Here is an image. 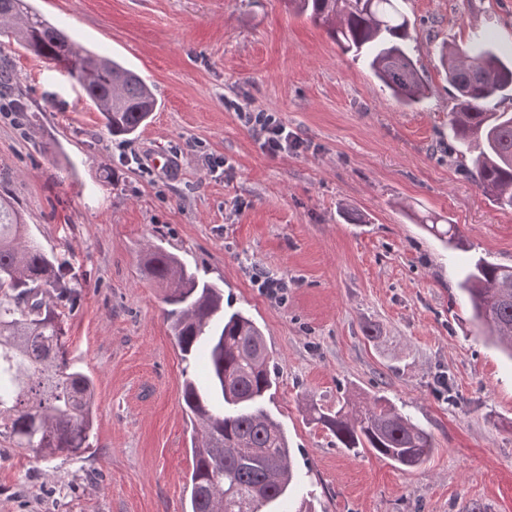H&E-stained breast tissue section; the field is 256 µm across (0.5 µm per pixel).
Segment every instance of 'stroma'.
<instances>
[{"label": "stroma", "instance_id": "obj_1", "mask_svg": "<svg viewBox=\"0 0 512 512\" xmlns=\"http://www.w3.org/2000/svg\"><path fill=\"white\" fill-rule=\"evenodd\" d=\"M32 3L124 59L161 107L135 139L112 137L72 79L0 35V198L66 261L71 356L97 391L84 455L46 462L0 440V512H185L182 387L206 370L182 360L164 290L141 274L149 244L222 286L225 309L264 333L270 408L299 475L279 512L304 500L314 512H512V360L470 323L457 286L477 260L512 266V210L449 152L454 100L437 57L477 29L512 51V0H403L432 87L413 108L283 0ZM229 100L277 113L294 147L269 155ZM424 216L458 225L467 250L444 249ZM256 267L287 280L281 301L252 283ZM374 396L432 435L425 467L349 452L308 418L309 404Z\"/></svg>", "mask_w": 512, "mask_h": 512}]
</instances>
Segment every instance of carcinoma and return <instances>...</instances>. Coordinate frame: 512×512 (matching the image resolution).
I'll return each mask as SVG.
<instances>
[{
    "label": "carcinoma",
    "mask_w": 512,
    "mask_h": 512,
    "mask_svg": "<svg viewBox=\"0 0 512 512\" xmlns=\"http://www.w3.org/2000/svg\"><path fill=\"white\" fill-rule=\"evenodd\" d=\"M346 53L361 59L404 107L431 94L409 52L410 21L399 0H284ZM29 53L74 79L113 137L135 135L158 100L120 61L72 40L29 0H0V28ZM439 61L454 90L449 129L456 157H471L470 178L501 208L512 209V113L493 102L512 97V61L476 36L469 52L445 44ZM425 228L451 250L466 247L454 224ZM141 273L165 288V316L182 360L204 353L210 387L185 379L182 402L192 427L187 512H262L296 478L283 425L266 407L273 380L264 335L242 311L224 310V289L179 257L148 248ZM471 319L512 358V267L486 260L458 284ZM72 287L66 264L30 238L20 212L0 200V438L45 461L90 447L93 379L69 358L62 307ZM311 420L348 450L364 448L404 471L427 464L432 436L382 396L338 409L311 408Z\"/></svg>",
    "instance_id": "1"
}]
</instances>
